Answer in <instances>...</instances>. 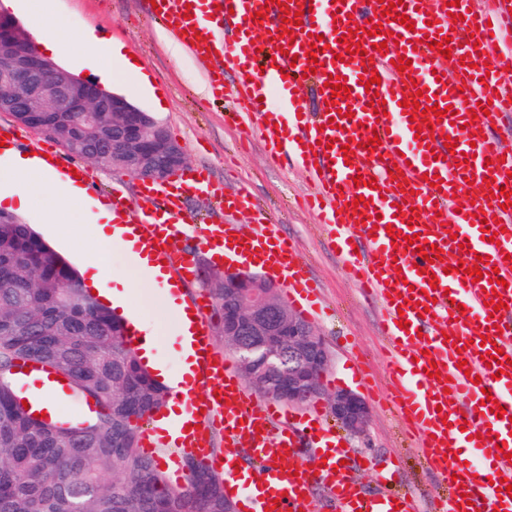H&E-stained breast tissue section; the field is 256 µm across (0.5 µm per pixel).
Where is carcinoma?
Segmentation results:
<instances>
[{
    "label": "carcinoma",
    "instance_id": "cac0c4a2",
    "mask_svg": "<svg viewBox=\"0 0 512 512\" xmlns=\"http://www.w3.org/2000/svg\"><path fill=\"white\" fill-rule=\"evenodd\" d=\"M45 122L79 157L112 167V113L80 128L52 112ZM63 373L91 418H37L19 403L18 362ZM167 389L124 340V326L81 285L72 265L29 224L0 213V512H224V478L183 460L187 485L173 488L141 449V423Z\"/></svg>",
    "mask_w": 512,
    "mask_h": 512
}]
</instances>
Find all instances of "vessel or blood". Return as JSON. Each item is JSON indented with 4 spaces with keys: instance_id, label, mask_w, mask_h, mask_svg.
Wrapping results in <instances>:
<instances>
[{
    "instance_id": "1",
    "label": "vessel or blood",
    "mask_w": 512,
    "mask_h": 512,
    "mask_svg": "<svg viewBox=\"0 0 512 512\" xmlns=\"http://www.w3.org/2000/svg\"><path fill=\"white\" fill-rule=\"evenodd\" d=\"M298 13L293 44L280 36L285 13ZM464 19L453 22L452 17ZM200 63L224 42L238 80L237 110L227 120H252L271 163L303 164L308 196L328 244L364 300L380 313L387 362L393 373L392 402L418 432L426 463L448 486L442 512H512V497L501 496L497 464L512 454V207L501 188L512 182V150L501 145L504 119L512 114V0L482 10L478 0H155L152 11ZM413 20V29L399 15ZM380 34H371L372 26ZM327 48L317 58L316 39ZM388 42L387 51L377 45ZM448 42L443 56L440 42ZM352 60L340 61L345 50ZM407 58L408 72L393 60ZM338 76L348 94L332 96L327 82ZM381 79L376 92L365 84ZM309 83V93L299 87ZM436 99L451 112L427 113L428 129L417 130L411 102ZM380 142L369 145L371 137ZM440 184L430 186L429 176ZM491 178V196L465 197L469 178ZM197 191L217 203L201 241L232 250L243 264L283 282L307 306L317 290L294 245L265 216L250 192L225 193L206 174L191 173L166 184L143 183L132 200L115 198V222L128 227L135 250L147 254L162 274L186 282L194 261L183 248L194 217L184 196ZM367 200L364 209L355 198ZM252 215L251 232L225 222L231 213ZM502 225L496 241L483 227ZM398 237L388 236V228ZM418 234L417 244L402 237ZM441 248L435 261L424 249ZM479 267L480 281L467 270ZM503 285H494V277ZM504 309L494 310L493 301ZM191 322L193 374L175 397L179 420L154 415L141 436L148 455L165 446L172 487H184L183 458L191 457L239 489L250 512H308L315 486L327 492L333 512H416L412 500L369 492L344 461L348 451L321 426L318 410L298 418L278 404L250 393L226 358L215 350L203 304L185 306ZM406 327H399V320ZM500 363H493V356ZM438 374L429 377L427 366ZM20 390L37 412H59L69 390L63 375L38 367L17 374ZM224 430V454L212 452V433ZM472 449L476 463L464 464L460 449ZM250 453L260 478L238 469Z\"/></svg>"
}]
</instances>
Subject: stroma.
<instances>
[{"label":"stroma","instance_id":"stroma-1","mask_svg":"<svg viewBox=\"0 0 512 512\" xmlns=\"http://www.w3.org/2000/svg\"><path fill=\"white\" fill-rule=\"evenodd\" d=\"M143 2L30 0L33 9L55 16L70 39H78L91 28L104 42L121 45L124 54L135 55L147 83H139L134 74L121 73L114 91L152 112L170 137L184 147L188 170L205 171L229 190L247 187L260 207L275 215L282 235L294 243L319 287L320 311L310 310L293 297L288 303L318 328L330 350L332 365L326 382L331 387L352 389L370 409L365 435L345 438L356 461L355 477L367 490L383 486L396 490L414 498L420 512H432L434 499L446 493L445 485L426 467L415 438L403 430L398 415L385 402L388 368L377 309L360 298L356 287L343 276L314 217L293 203L295 196L307 190L303 170L293 165L269 167L261 140L225 122L224 114L233 106L231 98L217 100L198 91L210 67L223 69L226 85H233L234 74L227 71L224 56H216L204 67L190 53L169 47L162 37L163 23L145 10ZM80 166L97 187L85 201H57L54 218L49 221L45 218L47 199L39 187L31 185L22 189L29 207L19 214L21 221L31 224L79 271L97 254L99 193L132 199L140 186L139 179L130 174L105 171L85 160ZM105 267L113 281L131 283L132 309L156 339L158 362L170 373H177L179 328L165 310L162 280L135 268L129 252L121 249L107 256ZM368 459L373 460V468L365 467Z\"/></svg>","mask_w":512,"mask_h":512}]
</instances>
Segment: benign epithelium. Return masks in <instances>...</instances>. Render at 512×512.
<instances>
[{
	"label": "benign epithelium",
	"instance_id": "7a95c632",
	"mask_svg": "<svg viewBox=\"0 0 512 512\" xmlns=\"http://www.w3.org/2000/svg\"><path fill=\"white\" fill-rule=\"evenodd\" d=\"M0 112H73L83 125L96 113H119L124 131L112 136V169L164 182L187 165L184 147L149 112L44 56L24 27L0 11ZM224 338L260 391L288 406L327 401L349 434L366 430L370 411L351 389H330L331 355L317 327L295 312L278 285L250 272L224 269ZM261 353L262 370L252 366Z\"/></svg>",
	"mask_w": 512,
	"mask_h": 512
}]
</instances>
